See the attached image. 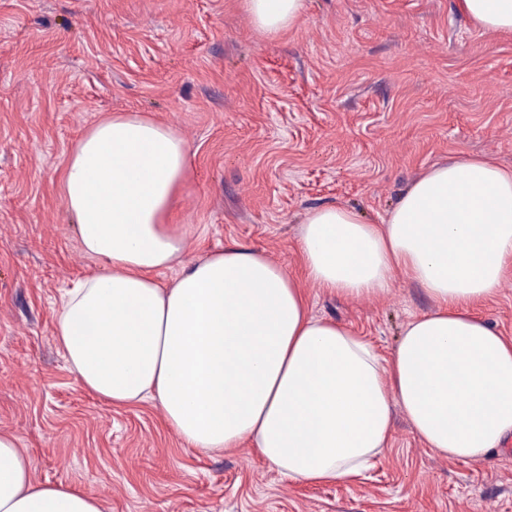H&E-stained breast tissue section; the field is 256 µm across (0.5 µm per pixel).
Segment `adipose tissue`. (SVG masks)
<instances>
[{"instance_id":"1","label":"adipose tissue","mask_w":512,"mask_h":512,"mask_svg":"<svg viewBox=\"0 0 512 512\" xmlns=\"http://www.w3.org/2000/svg\"><path fill=\"white\" fill-rule=\"evenodd\" d=\"M275 35L306 0H244ZM482 27L512 31V0H461ZM174 126L115 112L76 141L62 191L100 271L60 296L54 340L90 395L159 405L184 443L206 453L248 443L306 484L359 476L386 448L393 408L437 454L480 463L512 437V338L476 308L512 266V169L461 156L430 167L382 223L354 209L307 214L304 275L331 293L379 296L395 270L434 311L410 321L389 356L347 326L312 315L297 279L263 251L208 253L171 283L182 253L170 216L189 179ZM0 512H102L77 486L37 483L16 436L0 434Z\"/></svg>"}]
</instances>
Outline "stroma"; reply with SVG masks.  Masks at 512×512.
Here are the masks:
<instances>
[{"mask_svg":"<svg viewBox=\"0 0 512 512\" xmlns=\"http://www.w3.org/2000/svg\"><path fill=\"white\" fill-rule=\"evenodd\" d=\"M114 112L172 124L191 175L172 215L180 263L240 245L299 273L306 214L337 205L377 223L431 165L476 155L512 167V33L458 0H306L277 35L243 0H0V432L38 482L104 512H512V438L480 463L436 455L395 411L357 478H282L250 445L189 448L152 402L87 393L53 337L63 288L95 271L62 179L89 126ZM314 315L387 356L435 308L404 272L351 299L312 282ZM478 313L512 337V268Z\"/></svg>","mask_w":512,"mask_h":512,"instance_id":"1","label":"stroma"}]
</instances>
